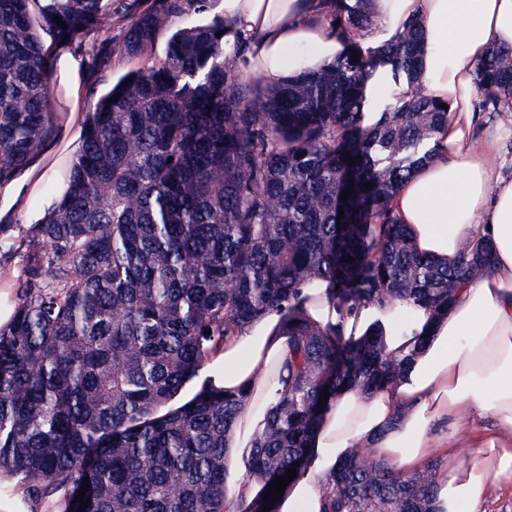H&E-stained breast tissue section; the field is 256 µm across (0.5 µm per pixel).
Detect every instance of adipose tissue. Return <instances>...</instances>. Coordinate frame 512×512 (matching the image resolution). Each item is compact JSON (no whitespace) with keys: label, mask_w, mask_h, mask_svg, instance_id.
I'll return each mask as SVG.
<instances>
[{"label":"adipose tissue","mask_w":512,"mask_h":512,"mask_svg":"<svg viewBox=\"0 0 512 512\" xmlns=\"http://www.w3.org/2000/svg\"><path fill=\"white\" fill-rule=\"evenodd\" d=\"M209 12L223 16L227 32L249 35L246 69L270 87L324 67L342 46L325 0H212ZM371 12L385 39L419 21L424 88L448 105L434 157L401 185L392 212L416 251L441 265H461L480 242L492 249L480 280L446 312L401 301L360 311L363 320L414 325L426 334L424 346L414 355L408 337H389L388 354L410 360L405 373L371 393L338 390L278 512H326L331 478L357 449L399 477L438 460V512H486L491 484L512 488V178L496 160L499 145L512 141V113L478 135L473 101L480 62L492 49L512 47V0H371ZM54 173L34 166L1 183L0 210L46 212L53 199L40 190ZM287 358L281 316L272 312L206 363L210 386L247 395L226 437L234 503L251 502L260 490L246 452L263 427L270 374Z\"/></svg>","instance_id":"ef3b65f1"}]
</instances>
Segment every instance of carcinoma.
I'll use <instances>...</instances> for the list:
<instances>
[{"label": "carcinoma", "mask_w": 512, "mask_h": 512, "mask_svg": "<svg viewBox=\"0 0 512 512\" xmlns=\"http://www.w3.org/2000/svg\"><path fill=\"white\" fill-rule=\"evenodd\" d=\"M209 3L0 0V183L55 128V61L43 35L77 45L97 68L112 42L86 37L116 14L127 20L119 52L147 59L88 101L65 191L47 215L27 236L0 240L28 278L0 331V474L37 499L65 491L64 512L87 499L83 512H227L224 440L247 395L204 384L175 400L226 338L277 309L287 376L272 386L249 452L263 488L238 508L262 512L268 484L294 462L298 475L307 466L322 390L332 399L343 386L395 381L406 360L386 354L389 332L424 343L404 322L347 336L345 319L396 300L446 311L490 251L479 243L470 260L443 267L412 247L389 206L448 122L420 86L416 21L408 35L364 49L370 0H332L344 49L277 87L246 73L250 38L216 37L218 17L184 24L150 61L160 32ZM508 57L493 50L478 68L485 111L512 107ZM379 67L412 89L370 113L367 84ZM320 286L339 316L331 337L301 310V290ZM432 468L401 479L375 463L370 477L355 453L332 479L330 512H437Z\"/></svg>", "instance_id": "obj_1"}]
</instances>
